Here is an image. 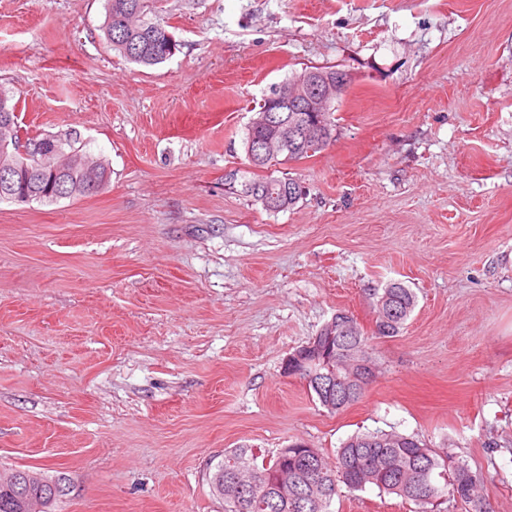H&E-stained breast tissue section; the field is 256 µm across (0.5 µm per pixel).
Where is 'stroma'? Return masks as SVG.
<instances>
[{
    "mask_svg": "<svg viewBox=\"0 0 512 512\" xmlns=\"http://www.w3.org/2000/svg\"><path fill=\"white\" fill-rule=\"evenodd\" d=\"M178 42L113 52L105 0H0V88L29 133L76 134L100 192L0 203V471L67 472L57 512H224L228 448L327 461L395 430L481 470L512 512V0H157ZM348 71L331 144L269 167L302 197L228 189L271 86ZM417 295L373 337V292ZM377 379L328 412L284 358L336 311ZM366 488L333 512H410ZM385 296H388V301L384 302L382 309H380L377 303ZM416 304L417 296L415 292L401 283H392L388 288H383L382 293L378 294L375 304L376 320L374 335L384 339L398 336L404 329ZM390 310L397 312L399 320L393 319V323L386 321V318L390 319L391 317Z\"/></svg>",
    "mask_w": 512,
    "mask_h": 512,
    "instance_id": "35a3bbf8",
    "label": "stroma"
}]
</instances>
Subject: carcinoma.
Wrapping results in <instances>:
<instances>
[{"label":"carcinoma","instance_id":"carcinoma-1","mask_svg":"<svg viewBox=\"0 0 512 512\" xmlns=\"http://www.w3.org/2000/svg\"><path fill=\"white\" fill-rule=\"evenodd\" d=\"M155 0H106L104 34L112 50L127 60L145 66L160 64L171 57L168 52L167 29L153 22ZM311 157L297 141L282 154L269 157L261 164L285 165ZM240 183L247 197L267 200L264 210L280 212L293 207L300 199L296 181L289 177H250L228 182L229 188ZM42 203L58 201L57 194L71 198L88 196L78 173L55 177L47 175L40 187ZM388 298L376 309L374 335L394 338L404 329L417 304L415 292L401 283L383 289L377 299ZM372 353L370 338L361 334L336 342V362L316 366L321 374L336 375L332 393L318 394L308 390L320 406L335 413L349 407L364 394L357 385L355 392L345 396L344 364L359 349ZM280 452L269 455L255 448L224 450V460L209 475L211 494L224 503V512H331V503L344 487L362 491L373 487L383 494H394L414 504L413 512H438L441 504L464 497L465 512H494L491 500L481 494L465 497L467 486L484 485L481 472L472 469L447 451L429 447L419 437L398 431H367L356 433L343 441L336 451L334 463L327 462L315 448H288V495L280 494L277 483L283 467ZM71 479L64 473L51 475L46 482L25 486L0 483V512H29V501L37 498L42 512H55V506L67 495Z\"/></svg>","mask_w":512,"mask_h":512}]
</instances>
